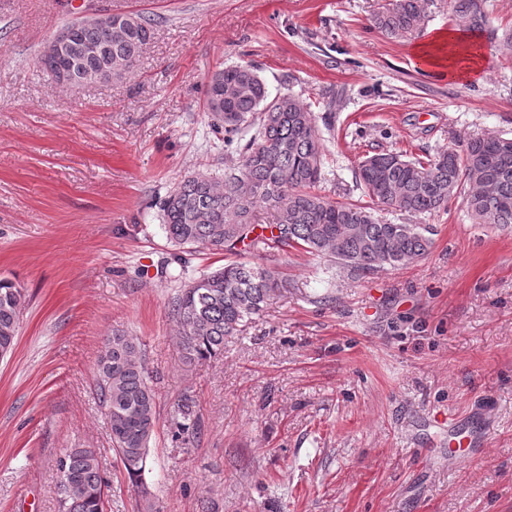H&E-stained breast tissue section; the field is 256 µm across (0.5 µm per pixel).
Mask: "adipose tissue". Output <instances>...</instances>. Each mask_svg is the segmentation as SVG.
I'll list each match as a JSON object with an SVG mask.
<instances>
[{"label":"adipose tissue","mask_w":512,"mask_h":512,"mask_svg":"<svg viewBox=\"0 0 512 512\" xmlns=\"http://www.w3.org/2000/svg\"><path fill=\"white\" fill-rule=\"evenodd\" d=\"M465 38V33L459 30L440 33L429 42L417 46L414 55L422 67L438 76L458 80L480 78L479 51L471 50L463 59L458 58L454 51L455 46Z\"/></svg>","instance_id":"1"}]
</instances>
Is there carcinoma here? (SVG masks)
Returning <instances> with one entry per match:
<instances>
[{"instance_id":"cac0c4a2","label":"carcinoma","mask_w":512,"mask_h":512,"mask_svg":"<svg viewBox=\"0 0 512 512\" xmlns=\"http://www.w3.org/2000/svg\"><path fill=\"white\" fill-rule=\"evenodd\" d=\"M465 30H488V0H449ZM421 0H389L372 16V26L389 39H404L422 24ZM157 21L137 12L114 13L112 20L67 23L74 63L65 65L62 87L83 76L122 82L133 74L141 53L154 38ZM206 110L216 118L214 132L230 148L253 134L238 162L220 179L197 173L181 180L161 204L167 238L180 248L248 246L299 247L327 254L361 275L396 268L424 258L431 228L392 224L369 206L329 202L310 191L321 179L325 147L310 107L286 92L269 97L249 65L211 72L205 84ZM356 184L371 201L411 215L432 214L459 195L475 224L512 227V137L493 134L469 141L462 151L444 148L433 155L406 158L396 152L367 157ZM271 211L276 235L255 236V209ZM286 291L280 272L264 265L233 261L200 274L172 302L178 338L190 361L224 353V344ZM24 294L0 279V351L11 354L20 326ZM97 392L112 447L133 487L144 486L150 443L157 426L156 403L138 339L115 333L97 363ZM169 421L174 437L194 431L199 418L188 396L178 400ZM95 448L75 447L57 462L59 512H104L107 484Z\"/></svg>"}]
</instances>
